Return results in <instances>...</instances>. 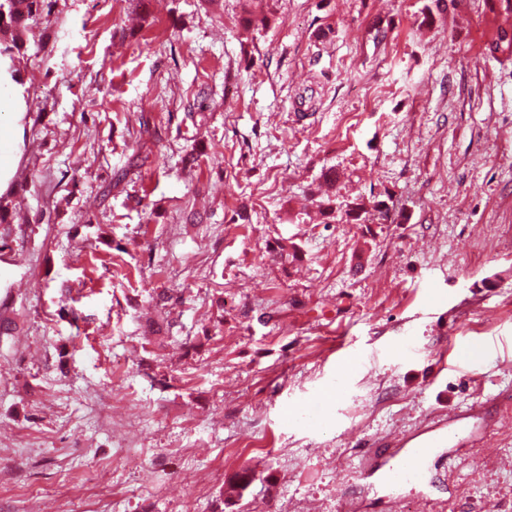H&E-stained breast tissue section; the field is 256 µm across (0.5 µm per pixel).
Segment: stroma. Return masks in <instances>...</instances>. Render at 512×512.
<instances>
[{
  "label": "stroma",
  "instance_id": "1",
  "mask_svg": "<svg viewBox=\"0 0 512 512\" xmlns=\"http://www.w3.org/2000/svg\"><path fill=\"white\" fill-rule=\"evenodd\" d=\"M511 37L512 0L30 20L0 112V512H512ZM358 196L388 220L347 223ZM477 403V446L435 436ZM413 437L421 479L390 482Z\"/></svg>",
  "mask_w": 512,
  "mask_h": 512
}]
</instances>
